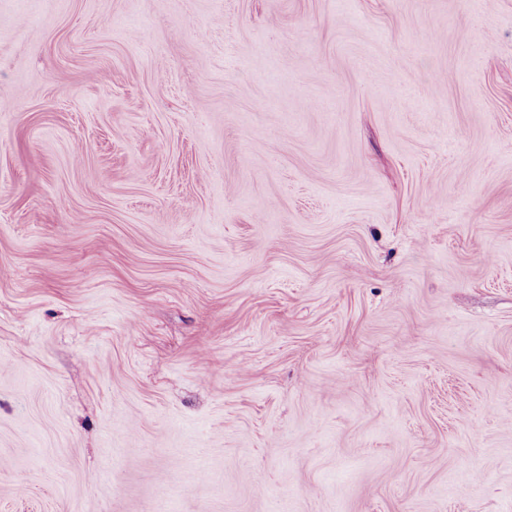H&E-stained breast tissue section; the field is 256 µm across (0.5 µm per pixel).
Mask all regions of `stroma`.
Here are the masks:
<instances>
[{"instance_id":"stroma-1","label":"stroma","mask_w":512,"mask_h":512,"mask_svg":"<svg viewBox=\"0 0 512 512\" xmlns=\"http://www.w3.org/2000/svg\"><path fill=\"white\" fill-rule=\"evenodd\" d=\"M0 512H512V0H0Z\"/></svg>"}]
</instances>
